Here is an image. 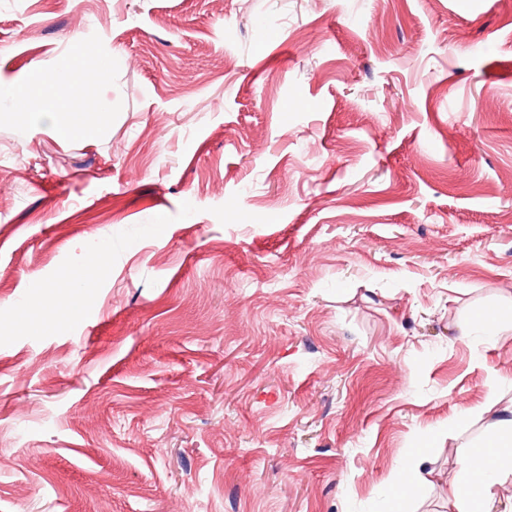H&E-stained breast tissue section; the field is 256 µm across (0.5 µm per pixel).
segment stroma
<instances>
[{"label": "stroma", "mask_w": 512, "mask_h": 512, "mask_svg": "<svg viewBox=\"0 0 512 512\" xmlns=\"http://www.w3.org/2000/svg\"><path fill=\"white\" fill-rule=\"evenodd\" d=\"M82 46L100 125L0 107V512H371L415 448L451 512L512 404L460 327L512 307V0H0V84ZM99 250H92L83 269L76 273L66 272L61 275L62 280L68 285V288H93L98 276L100 263ZM89 283H85V282Z\"/></svg>", "instance_id": "stroma-1"}]
</instances>
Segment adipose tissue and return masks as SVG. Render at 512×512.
I'll use <instances>...</instances> for the list:
<instances>
[{
	"mask_svg": "<svg viewBox=\"0 0 512 512\" xmlns=\"http://www.w3.org/2000/svg\"><path fill=\"white\" fill-rule=\"evenodd\" d=\"M78 78L71 69L51 74L38 73L31 87L19 86L9 94V103L33 121L46 123L59 137L66 138L79 130L102 121V111L94 115L75 111V101L62 98L57 90L63 85H76ZM99 251H91L83 269L64 273L66 290L52 294L50 307L60 315H67L75 308L74 289L85 283L95 282L99 268ZM489 441L462 449L457 457V470L448 483V499L453 512H499L496 487L503 475L512 474V406L502 409L490 418Z\"/></svg>",
	"mask_w": 512,
	"mask_h": 512,
	"instance_id": "adipose-tissue-1",
	"label": "adipose tissue"
}]
</instances>
